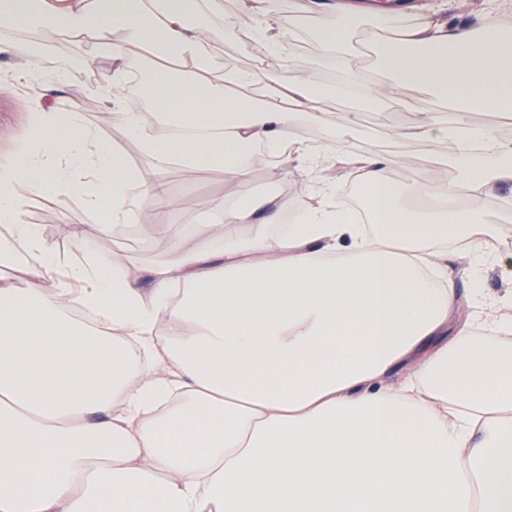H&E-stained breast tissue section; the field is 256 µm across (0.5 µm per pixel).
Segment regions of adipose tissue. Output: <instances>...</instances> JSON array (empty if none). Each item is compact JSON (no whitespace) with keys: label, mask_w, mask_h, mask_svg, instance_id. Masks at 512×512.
<instances>
[{"label":"adipose tissue","mask_w":512,"mask_h":512,"mask_svg":"<svg viewBox=\"0 0 512 512\" xmlns=\"http://www.w3.org/2000/svg\"><path fill=\"white\" fill-rule=\"evenodd\" d=\"M305 8L365 105L406 81L453 103V118L424 112L405 134L455 141L471 207L403 206L393 159L344 156L371 214L357 223L320 177L331 154L300 147L312 179L300 223L273 226L270 200L233 196L214 203L215 223L167 225V260L143 270L94 245L130 214L174 206L167 165L240 181L299 119L332 144L357 113L316 104L315 70L271 83L211 65L223 0H0V30L95 33L113 60L96 92L153 162L128 166L79 109L44 103L0 164V512H512V314L477 293L498 339L476 342L443 263L444 244L461 245L476 280L497 258L473 208L512 181V142L467 114L512 112V25H400L373 10L390 37L371 82L346 49L356 0ZM146 48L162 57L142 75L149 128L122 81ZM57 195L97 217L79 231L84 260L62 261L25 219Z\"/></svg>","instance_id":"ef3b65f1"}]
</instances>
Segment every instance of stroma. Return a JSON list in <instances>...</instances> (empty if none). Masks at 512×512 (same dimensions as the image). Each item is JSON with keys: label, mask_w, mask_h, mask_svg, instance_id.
Instances as JSON below:
<instances>
[{"label": "stroma", "mask_w": 512, "mask_h": 512, "mask_svg": "<svg viewBox=\"0 0 512 512\" xmlns=\"http://www.w3.org/2000/svg\"><path fill=\"white\" fill-rule=\"evenodd\" d=\"M412 2L408 14L415 18L423 15L435 22L474 28L495 13L502 21L512 23V0H447V7L437 13L432 10L434 0ZM300 3L301 0H268L265 13L256 14L244 10L241 0H223L225 15L234 16L236 25L228 29L223 18L214 19L208 40L210 61L217 67L261 70L274 80L279 79L287 62L298 69L318 68L325 75L330 67L321 48L311 47L302 52L297 49L301 29L316 31L323 25L320 15L303 11ZM271 18L287 23L291 34L286 54L282 57L259 55L247 40L251 30ZM382 38L370 13L357 15L349 47L359 57L366 76L372 81L377 78L375 58L377 44ZM0 40L12 46L10 53L0 54V77H6L8 83L15 86L13 92L0 94V163L9 159L13 142L26 130L30 108L40 99L39 89L25 85L21 79L26 60L36 53L41 57L45 72L60 71L68 76L64 92L55 101L57 110L66 112L79 107L86 122L122 151L131 164L148 166V158L128 143L117 110L106 107L94 92L98 82L111 72L112 59L99 50L93 37L78 41L56 37L44 46L38 44L36 37L0 31ZM445 109V104L437 100L427 86L404 83L397 98L389 105L365 113L362 121L347 132L340 151L349 153L351 144L355 143L363 157L392 154L409 160L413 174H406L399 166L390 172L399 185L401 201H410L420 184L427 180L432 181L436 196H444L449 182L456 180L457 172L449 170L447 178H440L435 163L440 157L452 155L454 145L423 139L400 140L393 132L400 127L412 126L420 113ZM165 178L172 196L178 201L177 207L158 210L154 222L141 224L130 236L100 240L96 245L100 255L123 266L149 264L165 255L161 225L208 223L212 218L210 203L224 195L285 197L298 205L306 202L311 192L310 181L300 161L294 158L286 163L274 153L262 154L251 174L239 182L226 179L219 170L189 171L176 165L167 167ZM26 219L41 226L45 238L63 259L76 261L83 256V246L74 231L94 223L96 217L77 199L52 197L32 200Z\"/></svg>", "instance_id": "stroma-1"}]
</instances>
